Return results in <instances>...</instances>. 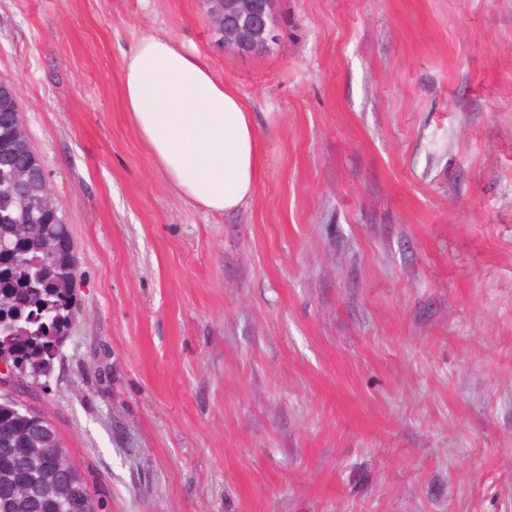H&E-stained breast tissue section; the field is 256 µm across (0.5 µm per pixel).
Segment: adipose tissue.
Here are the masks:
<instances>
[{
  "mask_svg": "<svg viewBox=\"0 0 512 512\" xmlns=\"http://www.w3.org/2000/svg\"><path fill=\"white\" fill-rule=\"evenodd\" d=\"M123 110L176 192L211 213L255 194L254 116L206 60L165 35L141 38L123 58Z\"/></svg>",
  "mask_w": 512,
  "mask_h": 512,
  "instance_id": "adipose-tissue-1",
  "label": "adipose tissue"
}]
</instances>
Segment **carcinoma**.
I'll return each mask as SVG.
<instances>
[{
    "label": "carcinoma",
    "mask_w": 512,
    "mask_h": 512,
    "mask_svg": "<svg viewBox=\"0 0 512 512\" xmlns=\"http://www.w3.org/2000/svg\"><path fill=\"white\" fill-rule=\"evenodd\" d=\"M0 83V178L15 176L27 182L28 197L43 195L40 184L29 174L27 150L4 133L23 123L20 106ZM27 201L0 206V239L17 246L11 277L0 279V305L7 299L21 304L31 301L42 310L39 319L12 323V315L0 308V354L23 363L30 380H35L44 364L53 357L61 333L70 328L75 311L70 309L74 274L65 265L50 268L46 238L34 224H26L20 214ZM62 447L60 437L39 412L21 413L0 407V512H66L63 499L69 496V479L78 471L69 455L60 456L51 471V489L34 480L42 468L40 457L31 449L53 454Z\"/></svg>",
    "instance_id": "carcinoma-1"
}]
</instances>
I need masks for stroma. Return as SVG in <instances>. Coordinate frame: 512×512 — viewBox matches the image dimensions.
<instances>
[{
  "label": "stroma",
  "mask_w": 512,
  "mask_h": 512,
  "mask_svg": "<svg viewBox=\"0 0 512 512\" xmlns=\"http://www.w3.org/2000/svg\"><path fill=\"white\" fill-rule=\"evenodd\" d=\"M0 0V81L70 225L31 398L100 512H512V0ZM164 33L255 117L256 194L181 198L128 121ZM208 16L224 17L223 47L240 55L266 50L279 39L270 19L272 0H206Z\"/></svg>",
  "instance_id": "1"
}]
</instances>
